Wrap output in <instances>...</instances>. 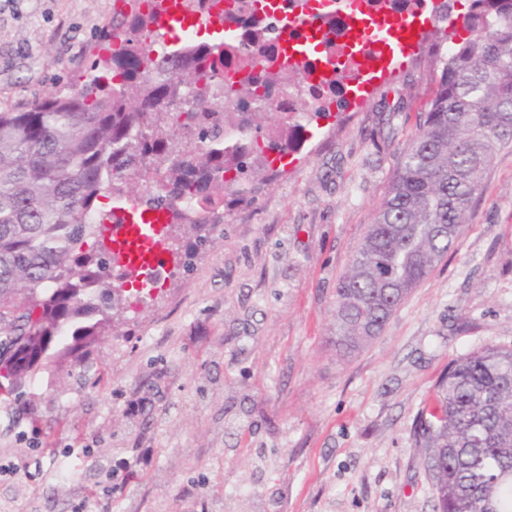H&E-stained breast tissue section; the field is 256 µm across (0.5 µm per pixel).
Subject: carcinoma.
Returning a JSON list of instances; mask_svg holds the SVG:
<instances>
[{
	"label": "carcinoma",
	"instance_id": "carcinoma-1",
	"mask_svg": "<svg viewBox=\"0 0 512 512\" xmlns=\"http://www.w3.org/2000/svg\"><path fill=\"white\" fill-rule=\"evenodd\" d=\"M134 0L101 34L120 39L105 68L24 110L0 111V392L19 394L42 367L74 362L114 330L124 276L104 249L98 198L165 209L197 248L223 220L224 193L253 197L266 151L295 148L303 125L284 118L260 135L258 119L301 67L253 70L247 58L224 80L225 105L209 91L223 42L183 43L158 63L155 12ZM469 36L437 54L439 85L336 287L330 342L342 357L381 335L390 318L459 239L496 150L512 144V0H473ZM456 20L436 26V47ZM193 92L189 108L173 105ZM416 444L436 512H512V347L485 346L448 365L418 415Z\"/></svg>",
	"mask_w": 512,
	"mask_h": 512
}]
</instances>
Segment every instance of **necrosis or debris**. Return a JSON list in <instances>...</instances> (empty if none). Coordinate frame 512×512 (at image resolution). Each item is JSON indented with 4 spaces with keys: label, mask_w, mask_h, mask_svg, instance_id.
Wrapping results in <instances>:
<instances>
[{
    "label": "necrosis or debris",
    "mask_w": 512,
    "mask_h": 512,
    "mask_svg": "<svg viewBox=\"0 0 512 512\" xmlns=\"http://www.w3.org/2000/svg\"><path fill=\"white\" fill-rule=\"evenodd\" d=\"M421 6L420 0H268V7L259 16L260 30L252 42H243L240 25L225 22L224 67L221 76H233L241 51L255 58L280 66L289 42H315L314 53L303 56L304 75L275 91L270 113L274 118H295L303 112H325L344 102L347 81L328 82L320 74V63L327 57L346 62L354 41L351 18L353 9L375 19L387 16L406 17ZM311 17V27H294L288 36L276 34L283 20Z\"/></svg>",
    "instance_id": "1"
}]
</instances>
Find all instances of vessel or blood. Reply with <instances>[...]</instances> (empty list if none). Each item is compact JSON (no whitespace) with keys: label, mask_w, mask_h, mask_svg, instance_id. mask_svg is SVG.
Segmentation results:
<instances>
[{"label":"vessel or blood","mask_w":512,"mask_h":512,"mask_svg":"<svg viewBox=\"0 0 512 512\" xmlns=\"http://www.w3.org/2000/svg\"><path fill=\"white\" fill-rule=\"evenodd\" d=\"M155 9L156 28L167 36L194 26L217 32L223 26L219 13L206 17L190 13L184 8L183 0H158ZM435 21L436 9L428 4L410 16L392 17L380 24L358 19L357 28L363 41L361 52L371 56L372 61L358 67L346 98L348 108L362 105L376 85L385 83L387 75L397 68L402 58L414 54L423 38L424 25ZM155 222L153 231L145 232L140 205L129 202L114 208L102 230L105 241L116 250L124 269L147 282L154 281L163 262L162 254L167 249L163 236L167 214H157Z\"/></svg>","instance_id":"vessel-or-blood-1"}]
</instances>
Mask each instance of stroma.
Returning a JSON list of instances; mask_svg holds the SVG:
<instances>
[{
	"instance_id": "stroma-1",
	"label": "stroma",
	"mask_w": 512,
	"mask_h": 512,
	"mask_svg": "<svg viewBox=\"0 0 512 512\" xmlns=\"http://www.w3.org/2000/svg\"><path fill=\"white\" fill-rule=\"evenodd\" d=\"M127 0H0V110L107 56ZM442 65L421 46L80 361L0 400V512H434L414 418L454 359L512 346V147L457 245L381 336L340 358L336 284Z\"/></svg>"
}]
</instances>
